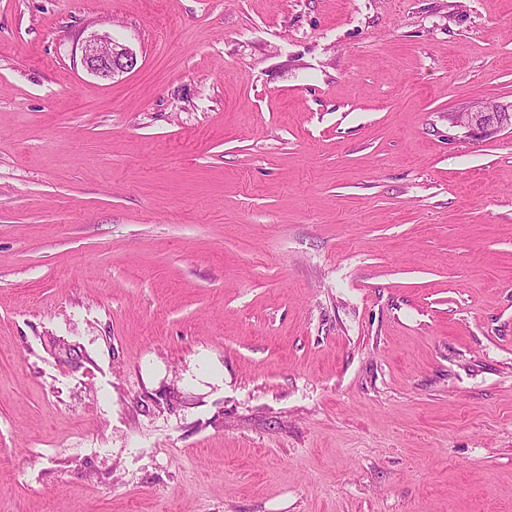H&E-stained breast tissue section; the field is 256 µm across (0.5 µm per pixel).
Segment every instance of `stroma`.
I'll list each match as a JSON object with an SVG mask.
<instances>
[{
    "label": "stroma",
    "instance_id": "obj_1",
    "mask_svg": "<svg viewBox=\"0 0 512 512\" xmlns=\"http://www.w3.org/2000/svg\"><path fill=\"white\" fill-rule=\"evenodd\" d=\"M495 105L512 0H0V512H512ZM82 63L89 73L109 79L131 70L136 65V56L114 39L94 35L82 46ZM451 120L454 126L469 130L489 128L493 132L512 131V113L501 107L455 112Z\"/></svg>",
    "mask_w": 512,
    "mask_h": 512
}]
</instances>
